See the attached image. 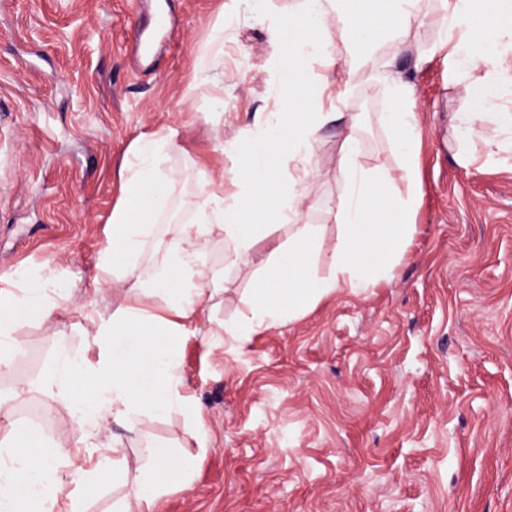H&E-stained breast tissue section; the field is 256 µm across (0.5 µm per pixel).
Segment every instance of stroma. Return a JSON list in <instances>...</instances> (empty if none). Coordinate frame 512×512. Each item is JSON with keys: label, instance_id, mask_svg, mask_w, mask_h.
<instances>
[{"label": "stroma", "instance_id": "35a3bbf8", "mask_svg": "<svg viewBox=\"0 0 512 512\" xmlns=\"http://www.w3.org/2000/svg\"><path fill=\"white\" fill-rule=\"evenodd\" d=\"M295 0H0V291L21 273L71 288L52 326L18 334L23 366L0 376L29 381L16 409L38 405L57 426L44 439L86 428L46 389L60 349L86 338L81 314L110 316L124 302L106 288L99 254L123 196L125 166L143 135L169 137L158 168L169 209L148 232L137 273L167 263L190 223L198 186L232 166L218 141L258 136V114L279 92L269 30ZM424 23L386 35L367 61L336 26V55L302 112L337 110L314 144L303 221L339 235L344 186L336 160L350 115L365 167L395 175L408 195L389 133L378 122L390 93L374 70L391 64L415 89L420 142L413 232L392 281L323 300L305 316L211 345L190 336L180 371L203 409L207 449L179 414L148 422L149 436L192 459L189 489L164 512H512V150L479 146L459 164L451 128L466 111V79L452 74L441 0H420ZM208 261L226 291L211 311L235 320L248 282L231 241L214 236Z\"/></svg>", "mask_w": 512, "mask_h": 512}]
</instances>
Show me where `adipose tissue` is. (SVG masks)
Returning a JSON list of instances; mask_svg holds the SVG:
<instances>
[{
  "label": "adipose tissue",
  "instance_id": "adipose-tissue-1",
  "mask_svg": "<svg viewBox=\"0 0 512 512\" xmlns=\"http://www.w3.org/2000/svg\"><path fill=\"white\" fill-rule=\"evenodd\" d=\"M418 0H303L288 23L270 31L284 51L278 70L283 97L295 100L312 84L311 64L331 66L335 56L321 34L330 17L345 20L358 56H369L381 36L409 28L418 20ZM445 38L456 71L488 60V79L467 87L469 111L455 113L456 158L468 166L475 160L474 143L484 137V120L496 130L512 132V113L485 114L487 103L512 96V0H445ZM391 105L380 124L391 132L395 151L411 162L420 140L414 110V89L383 72ZM325 112L281 109L258 117L260 136L223 145L233 159L229 181L208 179L198 188L193 223L183 225L169 245L166 267L153 279L136 280L135 260L156 219L167 210L171 190L161 177L156 157L161 141L142 137L134 147L135 162L127 168L126 195L105 229L106 246L100 269L113 284L124 285L125 302L110 318L93 321L91 338L79 352L61 351L51 385L66 408L93 431L116 424L119 434L108 441L107 455L84 471L81 492H66L62 467L77 468L78 454L67 438L44 442L36 431L13 421V395L0 393V512H56L59 496L67 512H86L87 495L103 480L130 487L113 512H160L165 494L190 486L191 463L172 446L146 438L147 421L177 412L190 419L188 436L207 445L201 409L188 393L179 371V348L185 337L207 334L211 343L230 336L247 343L260 331L296 320L337 292H360L391 281L409 240L406 218L413 198L395 196L389 173L366 168L355 134L358 116H350L337 161L345 195L340 205L341 235L330 256L331 271L319 277L312 265L324 249L320 225L299 221L303 186L313 173L312 152ZM294 164L280 180L281 158ZM233 193H225V183ZM287 241L274 239L280 226ZM236 245L240 266L250 285L239 320L201 330L198 323L223 292V274L210 266L207 253L214 233ZM50 279L26 277L21 296L0 294V373L9 372L10 357L21 347L20 327L49 322L64 301L50 294ZM162 307H155L154 299ZM142 439L135 457H128L125 435Z\"/></svg>",
  "mask_w": 512,
  "mask_h": 512
}]
</instances>
